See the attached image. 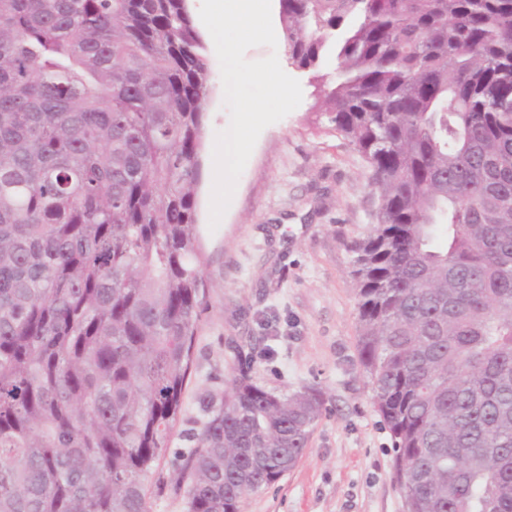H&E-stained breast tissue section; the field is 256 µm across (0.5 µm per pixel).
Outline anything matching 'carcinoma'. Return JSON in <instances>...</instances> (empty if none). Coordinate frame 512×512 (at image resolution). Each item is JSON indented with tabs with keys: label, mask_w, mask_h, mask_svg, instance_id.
<instances>
[{
	"label": "carcinoma",
	"mask_w": 512,
	"mask_h": 512,
	"mask_svg": "<svg viewBox=\"0 0 512 512\" xmlns=\"http://www.w3.org/2000/svg\"><path fill=\"white\" fill-rule=\"evenodd\" d=\"M368 162L361 365L407 512H512V0H278ZM211 65L186 0H0V512H151L215 284L196 187ZM324 399L240 365L183 456L242 512Z\"/></svg>",
	"instance_id": "1"
}]
</instances>
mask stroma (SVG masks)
Returning a JSON list of instances; mask_svg holds the SVG:
<instances>
[{"label": "stroma", "mask_w": 512, "mask_h": 512, "mask_svg": "<svg viewBox=\"0 0 512 512\" xmlns=\"http://www.w3.org/2000/svg\"><path fill=\"white\" fill-rule=\"evenodd\" d=\"M187 0L212 68L197 194L206 273L217 285L195 343L181 421L150 477L151 512H186L177 480L190 433L221 399L239 361L258 385L320 391L325 410L308 448L278 483L252 493L245 512H406L392 442L360 364L351 247L367 237L377 201L370 166L343 137L327 132L311 72L296 68L285 42L245 57L277 55L302 88L300 105L260 134L218 227H210L215 136L230 115L212 37Z\"/></svg>", "instance_id": "obj_1"}]
</instances>
